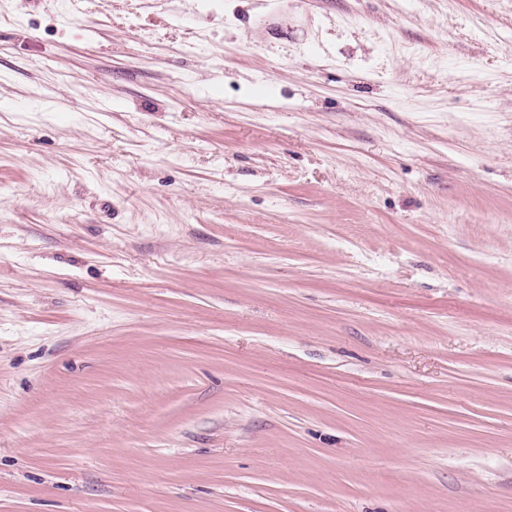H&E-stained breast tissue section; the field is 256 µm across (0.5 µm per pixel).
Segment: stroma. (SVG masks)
<instances>
[{
    "label": "stroma",
    "mask_w": 512,
    "mask_h": 512,
    "mask_svg": "<svg viewBox=\"0 0 512 512\" xmlns=\"http://www.w3.org/2000/svg\"><path fill=\"white\" fill-rule=\"evenodd\" d=\"M0 512H512V0H0Z\"/></svg>",
    "instance_id": "35a3bbf8"
}]
</instances>
